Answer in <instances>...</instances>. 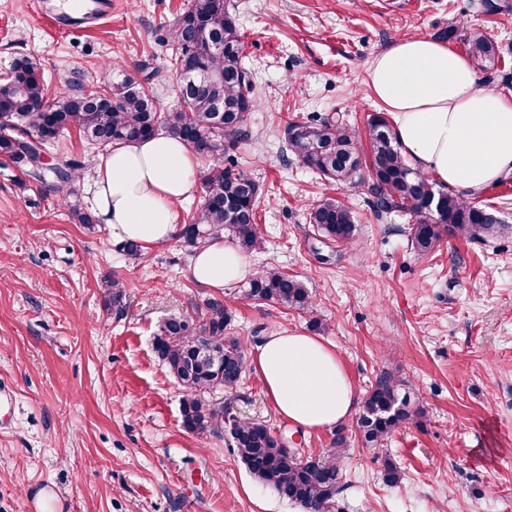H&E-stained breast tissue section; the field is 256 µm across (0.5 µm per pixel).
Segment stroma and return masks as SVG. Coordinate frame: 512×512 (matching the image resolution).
Returning a JSON list of instances; mask_svg holds the SVG:
<instances>
[{
  "instance_id": "1",
  "label": "stroma",
  "mask_w": 512,
  "mask_h": 512,
  "mask_svg": "<svg viewBox=\"0 0 512 512\" xmlns=\"http://www.w3.org/2000/svg\"><path fill=\"white\" fill-rule=\"evenodd\" d=\"M187 0H113L92 29L62 31L33 0H0V74L12 59L40 62L49 91L76 72L109 85L139 63L168 71L165 43ZM253 74V137L237 151L259 186L261 244L250 270L272 266L313 294L307 314L221 294L195 282L180 240L132 261L104 224L71 223L55 195L0 159V384L14 398L0 411V512H304L254 479L226 435L187 433L182 388L154 350L159 323L220 296L231 332L248 350L284 329L330 326L357 396L381 372L404 378L413 420L384 448L362 445L353 422L307 432L280 417L247 368L224 402L236 418L292 437L305 453H335L339 512H512V177L473 195L499 210L504 227L482 241L443 232L415 253L410 217L376 214L366 185L343 188L287 157L284 130L308 115L334 114L364 129L383 105L366 85L374 56L397 38L450 40L475 29L495 42L497 73L478 62L479 83L512 97V0H230ZM51 154L84 162L74 187L92 202L97 152L71 129ZM338 199L356 215L352 242L322 243L312 204ZM119 274L123 317L103 305L99 283ZM403 473L392 485L383 460Z\"/></svg>"
}]
</instances>
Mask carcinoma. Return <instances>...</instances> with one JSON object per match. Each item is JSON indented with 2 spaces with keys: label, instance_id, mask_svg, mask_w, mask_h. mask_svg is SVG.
<instances>
[{
  "label": "carcinoma",
  "instance_id": "carcinoma-1",
  "mask_svg": "<svg viewBox=\"0 0 512 512\" xmlns=\"http://www.w3.org/2000/svg\"><path fill=\"white\" fill-rule=\"evenodd\" d=\"M463 43L472 57L496 62L497 48L483 32H465ZM169 49L173 75L169 86L177 104L166 112L160 110L155 93L145 89L164 81L161 70L147 63L142 64L149 71L142 84L128 77L108 86L70 82L51 100L40 66L26 56L13 59L8 78L0 81V156L27 176L48 183V190L67 206L73 223L90 228L99 220L73 188L83 164L63 156L53 167L41 165V154L62 131L77 128L97 149L150 138L162 128L190 147L204 140L208 144L204 155L214 163L200 175L203 205L183 224L180 238L193 252L225 234L248 253L259 244V186L236 169V149L252 139L255 99L254 88L245 79L241 35L227 0H188L170 30ZM189 73L208 74L212 81L193 83L187 79ZM366 134L371 148V205L379 214L401 212L415 220L411 243L418 254L431 253L448 228L467 240L497 232L486 210L436 189V183L410 165L385 117H372ZM285 135L288 151L304 166L338 184L361 182L358 136L347 124L332 116L317 117L289 123ZM309 223L338 246L349 243L356 231L352 211L334 198L315 204ZM101 288L106 306L122 316V280L115 274L106 277ZM245 292L251 299L313 312L309 288L276 268L256 271ZM230 322L224 302L211 298L204 301L201 317L172 316L158 326L155 352L184 391L183 428L194 434L228 431L229 446L258 481L312 512H335L341 490L336 456L306 463L299 449L281 446L265 425L234 418L212 397L218 389L236 388L246 369L245 342L227 335ZM209 344L224 350L216 366L205 354ZM405 388L406 381L389 372L371 385L357 419L366 447H380L402 421L413 417L402 395Z\"/></svg>",
  "mask_w": 512,
  "mask_h": 512
}]
</instances>
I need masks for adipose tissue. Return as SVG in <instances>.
<instances>
[{
    "mask_svg": "<svg viewBox=\"0 0 512 512\" xmlns=\"http://www.w3.org/2000/svg\"><path fill=\"white\" fill-rule=\"evenodd\" d=\"M367 84L392 117L393 135L414 168L475 194L512 173V98L479 84L472 61L430 38L398 39L372 60ZM199 162L171 136L118 143L94 161L93 204L113 241L152 247L181 231L178 208L192 197ZM192 277L216 291L242 281L244 256L215 237L191 260ZM287 421L309 430L349 419L356 396L335 349L286 329L251 360Z\"/></svg>",
    "mask_w": 512,
    "mask_h": 512,
    "instance_id": "adipose-tissue-1",
    "label": "adipose tissue"
}]
</instances>
